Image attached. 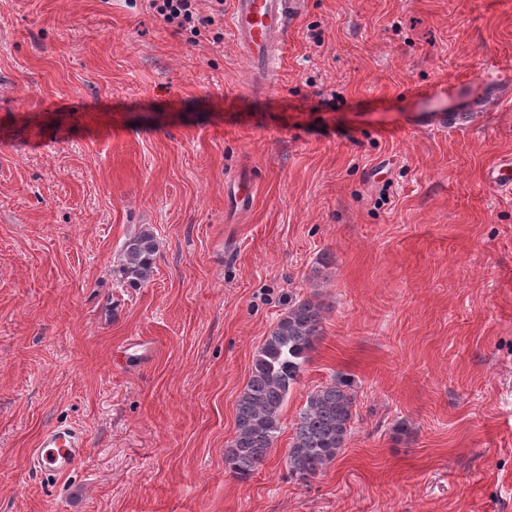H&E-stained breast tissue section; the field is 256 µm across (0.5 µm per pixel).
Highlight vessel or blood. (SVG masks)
I'll return each mask as SVG.
<instances>
[{
    "instance_id": "vessel-or-blood-1",
    "label": "vessel or blood",
    "mask_w": 512,
    "mask_h": 512,
    "mask_svg": "<svg viewBox=\"0 0 512 512\" xmlns=\"http://www.w3.org/2000/svg\"><path fill=\"white\" fill-rule=\"evenodd\" d=\"M228 18L242 59L254 73L273 76L280 69L288 27L299 0H230ZM86 439L77 429L57 425L40 437L31 462L36 471L67 474L84 454Z\"/></svg>"
}]
</instances>
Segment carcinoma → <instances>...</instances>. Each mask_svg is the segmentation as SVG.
Here are the masks:
<instances>
[{"instance_id":"1","label":"carcinoma","mask_w":512,"mask_h":512,"mask_svg":"<svg viewBox=\"0 0 512 512\" xmlns=\"http://www.w3.org/2000/svg\"><path fill=\"white\" fill-rule=\"evenodd\" d=\"M158 252L151 230L128 238L119 272L133 282L150 281ZM322 321L319 303L297 298L288 303L254 355L248 381L237 397L235 432L225 453V464L237 479L254 474L278 437L282 407L322 336ZM355 415L349 378L341 375L309 392L285 459L288 473L300 481L321 475L344 449Z\"/></svg>"}]
</instances>
